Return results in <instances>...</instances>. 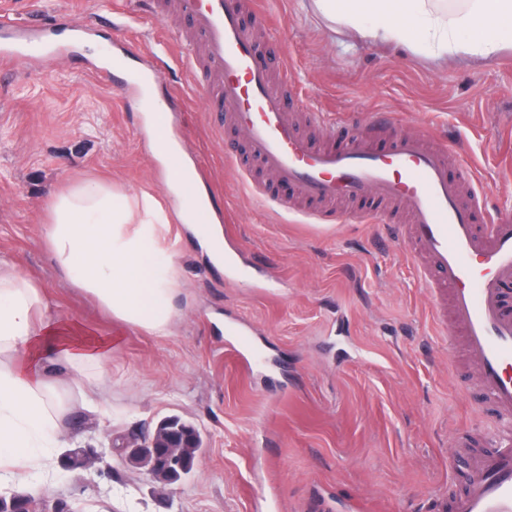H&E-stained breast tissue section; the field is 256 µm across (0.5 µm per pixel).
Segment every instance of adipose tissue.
Masks as SVG:
<instances>
[{
	"label": "adipose tissue",
	"instance_id": "obj_1",
	"mask_svg": "<svg viewBox=\"0 0 512 512\" xmlns=\"http://www.w3.org/2000/svg\"><path fill=\"white\" fill-rule=\"evenodd\" d=\"M332 34L428 50L437 64H472L512 46V0H466L444 12L440 0H310ZM177 200L165 211L150 193L129 194L85 181L50 201L46 239L53 264L123 329L169 335L179 293L176 253L165 234L178 222L201 252L223 267L224 232L214 203L197 182L179 144H154ZM32 278L0 259V487L44 486L30 474L51 473L52 449L65 447L76 410L98 416L97 388L117 341L81 322L47 313Z\"/></svg>",
	"mask_w": 512,
	"mask_h": 512
}]
</instances>
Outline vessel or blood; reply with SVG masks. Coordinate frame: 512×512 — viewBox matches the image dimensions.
Instances as JSON below:
<instances>
[{
    "instance_id": "1",
    "label": "vessel or blood",
    "mask_w": 512,
    "mask_h": 512,
    "mask_svg": "<svg viewBox=\"0 0 512 512\" xmlns=\"http://www.w3.org/2000/svg\"><path fill=\"white\" fill-rule=\"evenodd\" d=\"M199 42L178 66L191 75L207 111L242 131L249 155L288 185L292 196L262 192L281 211L326 221V204H352V221L392 225L431 300L448 364L460 351L473 358L490 422L472 433L488 447L468 483L440 500V512H512V214L490 211L469 160L448 170V146L432 136L392 133L388 114H372L335 143L336 124L310 121L331 143L317 144L295 121L288 85H274L258 51L257 30L270 18L261 0H172ZM14 0H0V60L32 57L37 29L10 22Z\"/></svg>"
}]
</instances>
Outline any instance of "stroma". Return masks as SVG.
<instances>
[{"instance_id": "stroma-1", "label": "stroma", "mask_w": 512, "mask_h": 512, "mask_svg": "<svg viewBox=\"0 0 512 512\" xmlns=\"http://www.w3.org/2000/svg\"><path fill=\"white\" fill-rule=\"evenodd\" d=\"M273 24L260 43L286 57L300 115L329 114L338 135L375 112L395 128L431 134L471 159L488 203L512 211V49L474 65L442 67L400 45L336 38L307 0H264ZM65 13L84 45L45 54L43 66L0 64V256L37 279L54 316L106 336L118 323L56 271L43 205L83 180L172 201L154 156L142 96L123 76H101L113 44L153 75V98L178 96L182 147L207 165L201 182L225 237L253 278L228 279L181 225L180 311L171 333L121 331L101 395L108 417L78 418L40 497L72 512H435L433 499L467 475L450 440L488 414L448 372V342L392 229L337 214L324 226L270 208L239 182L240 163L272 184L239 132L204 112L170 55L194 45L188 20L156 17L150 0H32L30 25ZM234 322L263 356L251 363L225 335ZM177 416L195 425L202 451L172 484L126 458L130 438ZM99 456L68 468L67 450Z\"/></svg>"}]
</instances>
